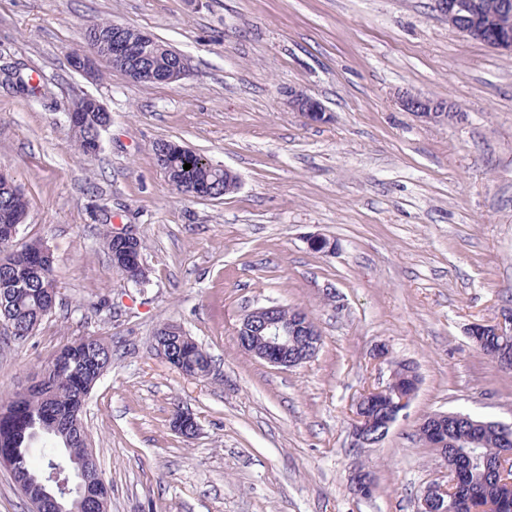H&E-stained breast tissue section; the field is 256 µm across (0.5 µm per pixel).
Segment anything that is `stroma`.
Here are the masks:
<instances>
[{
  "mask_svg": "<svg viewBox=\"0 0 512 512\" xmlns=\"http://www.w3.org/2000/svg\"><path fill=\"white\" fill-rule=\"evenodd\" d=\"M104 21L181 53L185 77L86 79L70 56ZM15 61L43 93L0 83V170L29 202L17 241L47 244L59 297L29 339L4 343L0 328V397L64 344L111 338L83 410L109 512H417L446 473L417 435L424 418L512 424V370L466 335L512 308V55L449 26L433 0H0V66ZM291 88L330 119L289 111ZM406 89L466 121H419L398 103ZM85 94L110 114L93 155L63 112ZM159 141L230 168L238 189L178 194ZM127 224L144 245L139 288L104 244ZM313 235L335 253L313 251ZM272 304L310 314L314 359L284 370L241 351V318ZM164 322L211 355L208 378L155 350ZM408 362L421 378L409 407L379 445L356 447L358 398ZM180 408L193 438L173 428ZM358 471L369 495L351 489Z\"/></svg>",
  "mask_w": 512,
  "mask_h": 512,
  "instance_id": "1",
  "label": "stroma"
}]
</instances>
